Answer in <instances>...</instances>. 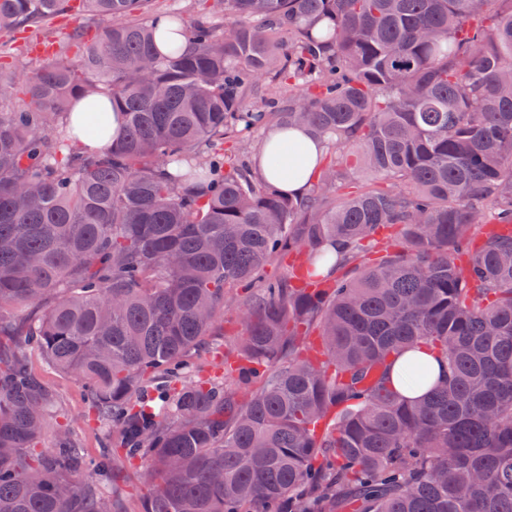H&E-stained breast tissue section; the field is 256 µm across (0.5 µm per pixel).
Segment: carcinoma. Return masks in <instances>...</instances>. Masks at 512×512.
<instances>
[{
  "label": "carcinoma",
  "instance_id": "obj_1",
  "mask_svg": "<svg viewBox=\"0 0 512 512\" xmlns=\"http://www.w3.org/2000/svg\"><path fill=\"white\" fill-rule=\"evenodd\" d=\"M84 14L0 74V512H115L124 464L138 512H512V0H0V32ZM275 126L331 148L300 195L240 159ZM44 373L57 386L68 413L69 424L80 439L83 448L94 453L98 448L97 437L100 430L93 421H87L86 406L78 386L67 377ZM144 492L145 488L142 484L139 469L133 467L124 469L123 478L119 483L118 495L123 498L126 508L132 510L130 508L139 504Z\"/></svg>",
  "mask_w": 512,
  "mask_h": 512
}]
</instances>
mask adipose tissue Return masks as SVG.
<instances>
[{
    "instance_id": "1",
    "label": "adipose tissue",
    "mask_w": 512,
    "mask_h": 512,
    "mask_svg": "<svg viewBox=\"0 0 512 512\" xmlns=\"http://www.w3.org/2000/svg\"><path fill=\"white\" fill-rule=\"evenodd\" d=\"M288 143L293 145L294 154L285 157L282 168H271L267 163L271 150L284 148ZM322 153L323 144L311 130L278 128L271 133L266 146L257 155L256 165L267 180L285 192L298 195L309 184L316 161Z\"/></svg>"
}]
</instances>
